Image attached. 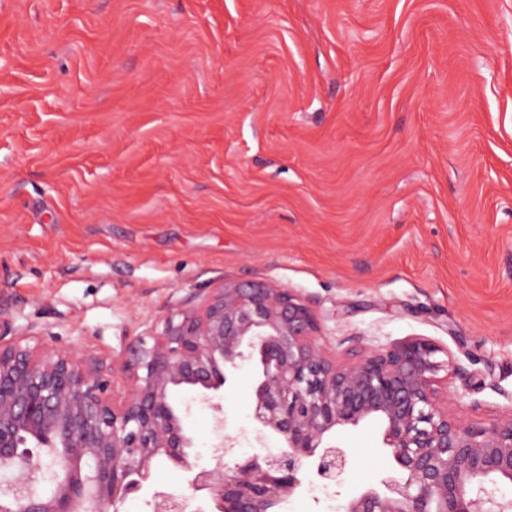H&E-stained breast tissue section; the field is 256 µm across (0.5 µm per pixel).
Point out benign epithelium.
Returning <instances> with one entry per match:
<instances>
[{
	"instance_id": "7a95c632",
	"label": "benign epithelium",
	"mask_w": 512,
	"mask_h": 512,
	"mask_svg": "<svg viewBox=\"0 0 512 512\" xmlns=\"http://www.w3.org/2000/svg\"><path fill=\"white\" fill-rule=\"evenodd\" d=\"M316 314L289 288L261 280L212 289L201 307L170 316L158 336H138L112 363L21 333L0 338V468L11 473L0 512H118L150 492L153 512H277L306 476L341 483L347 450L338 426L367 419L401 477L349 499L342 512H512V412L490 424L448 412L434 388L440 349L424 338L366 348L336 361L320 344ZM256 359L255 438L284 446L241 455L214 402L237 361ZM127 387L114 394V374ZM191 390L218 412L220 442L206 463L171 401ZM165 457L185 491L154 484Z\"/></svg>"
}]
</instances>
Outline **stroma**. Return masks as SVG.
Returning a JSON list of instances; mask_svg holds the SVG:
<instances>
[{
  "label": "stroma",
  "mask_w": 512,
  "mask_h": 512,
  "mask_svg": "<svg viewBox=\"0 0 512 512\" xmlns=\"http://www.w3.org/2000/svg\"><path fill=\"white\" fill-rule=\"evenodd\" d=\"M291 288L322 344L426 338L448 410L512 411V0H0V335L112 358L227 281ZM255 361L220 403L257 442ZM206 460L215 413L173 395ZM332 434L340 512L396 474Z\"/></svg>",
  "instance_id": "obj_1"
}]
</instances>
